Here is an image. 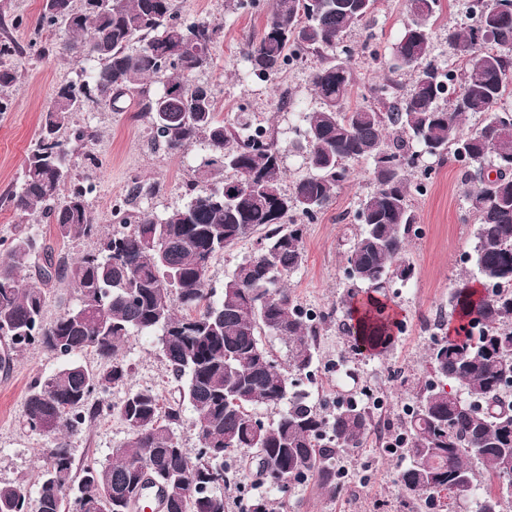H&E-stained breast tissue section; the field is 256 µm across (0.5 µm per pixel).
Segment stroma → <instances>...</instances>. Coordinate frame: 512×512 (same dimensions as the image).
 Masks as SVG:
<instances>
[{"label":"stroma","mask_w":512,"mask_h":512,"mask_svg":"<svg viewBox=\"0 0 512 512\" xmlns=\"http://www.w3.org/2000/svg\"><path fill=\"white\" fill-rule=\"evenodd\" d=\"M270 0L259 7L231 10L227 0H179L182 19L207 20L221 25L222 31L211 47L212 66L199 74V81L210 84L219 112L225 120L247 112L278 132L293 131L297 125L290 113L277 110L278 101L287 95L299 98L304 107H315L308 76L319 60L307 56L304 62L281 74L274 82H254L244 78L242 49L247 38L258 33L269 13ZM45 0H0V12L14 20L13 38L22 48L12 65L18 80L10 92L11 105L0 112V240H11L19 232L43 238L57 252L73 259L98 249L97 239L61 241L54 225L23 223L19 214L5 201L18 183L25 160L39 131L42 114L55 89L75 79L78 66L65 54L39 55L38 46L56 42L54 31H35L34 24ZM410 16L404 0H377L369 27L355 30L346 40L354 47L350 60L357 87L381 81L386 72L372 58V51L390 54L402 36ZM470 25L464 0H442V12L433 29V53L442 62L454 63L448 33ZM136 104L124 111L79 112L74 127H87L96 137L85 152L73 155L71 172L95 187L88 196V208L103 231H111L116 220L115 202H126L129 210L163 216L183 206L189 183L206 184L211 176L203 167L207 155L203 144L173 153L155 140L145 120L136 116ZM430 167L426 193L413 196L418 222L409 239L407 257L415 266L416 277L409 283H396L378 298L406 326L404 334L393 336L386 348H357L352 336L342 329L348 320L349 283L345 277V252L357 231L355 213L361 199L371 191L366 164L352 165L348 182L336 191L333 202L312 223L304 235L305 261L289 279L288 285L303 307L316 311L331 310L332 322L323 326L318 338L316 378L300 380L318 409H326L337 392L368 386L383 394L386 405L381 419L400 424L420 386L430 379L427 354L433 342L442 337L434 322L447 313L448 297L459 278L468 271L466 256L471 250L475 220L464 198L463 172L452 162ZM152 185L149 193L136 194L137 184ZM131 366L125 385L110 394L112 403H120L127 391L149 387L162 401H171L176 383L167 361L153 335L131 337L124 352ZM55 355L31 349L15 355L8 369H0V483H13L28 495H35L41 474L49 463L50 436L29 430L23 424V405L35 377L53 375L62 366ZM128 428L115 414L104 415L71 435L75 463L94 458L112 459V450L126 440ZM383 438L373 435L364 447L339 457L349 470L350 481L336 494L319 490L313 480L293 483L288 492L291 512H422L424 505L408 500L397 476L403 460L384 456Z\"/></svg>","instance_id":"stroma-1"}]
</instances>
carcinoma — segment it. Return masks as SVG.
I'll return each mask as SVG.
<instances>
[{"mask_svg":"<svg viewBox=\"0 0 512 512\" xmlns=\"http://www.w3.org/2000/svg\"><path fill=\"white\" fill-rule=\"evenodd\" d=\"M80 2L45 0L37 19L64 34L52 48L81 68L78 80L55 91L19 188L6 196L21 218L56 225L63 240L100 236L87 205L93 186L69 166L94 134L77 128L71 144L57 133L76 112L123 111L131 91L139 95L137 116L169 151L203 142V166L232 176L190 184L189 201L162 218L114 205L119 226L75 262L22 232L8 243L0 255V336L12 353L40 348L65 364L35 378L24 403L25 425L37 423L55 440L37 495L0 484V512H131L126 494L146 467L169 485L163 512H228L216 489L240 491L236 472L244 466L284 494L288 482L308 476L336 494V457L362 447L373 417L353 401L324 414L298 389L299 376L314 375L317 337L333 312L305 310L284 283L304 261L305 222L330 205L350 165L361 161L373 189L356 211L346 277L375 290L410 281L406 240L418 223L411 198L421 190L416 168L424 155L466 166L474 272L448 297L456 335L434 341L432 380L402 422L409 440L398 481L412 501L446 491L471 501L475 512H502L503 500L512 499V108L501 106L512 93V13L499 12L498 0H470L474 25L448 31L461 63L455 70L432 56L441 0H406L411 20L387 69L409 74V85L401 92L386 78L367 88L368 104L353 107L352 48L344 39L372 20L376 0H273L262 31L246 40L247 73L272 81L306 54L322 58L309 74L319 106L300 115L308 174L287 188L283 156L293 143L249 117L224 122L212 89L196 79L211 67L220 25L178 21L176 0ZM20 53L0 13V59ZM148 78L163 85L154 97L144 87ZM471 116L479 126L467 131ZM254 236L262 247L242 259L213 300L211 261ZM64 281L78 304L48 323L44 288ZM388 321L386 305L369 299L356 340L385 345ZM152 332L179 398L165 407L155 390L141 388L112 404L108 395L131 371L126 342ZM263 335L287 345L288 365L264 347ZM88 350L106 361L104 369L76 360ZM185 403L200 441L193 460L176 434ZM259 408L277 418L262 421ZM112 412L127 425L126 441L111 462H86L85 478L75 482L70 435ZM240 512L274 507L250 494Z\"/></svg>","mask_w":512,"mask_h":512,"instance_id":"1","label":"carcinoma"}]
</instances>
